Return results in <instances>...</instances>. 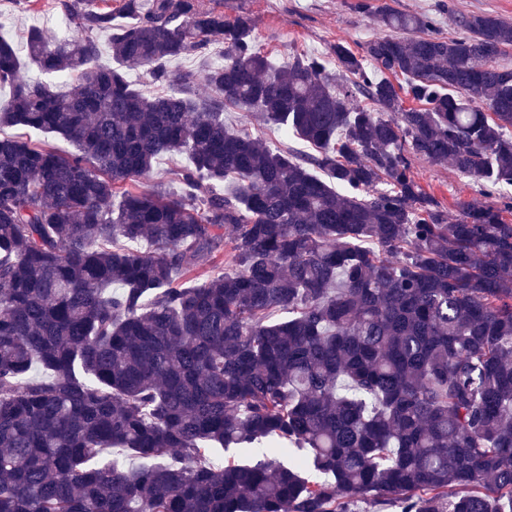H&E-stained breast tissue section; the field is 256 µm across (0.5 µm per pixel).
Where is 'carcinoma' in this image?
Segmentation results:
<instances>
[{
  "label": "carcinoma",
  "instance_id": "carcinoma-1",
  "mask_svg": "<svg viewBox=\"0 0 512 512\" xmlns=\"http://www.w3.org/2000/svg\"><path fill=\"white\" fill-rule=\"evenodd\" d=\"M59 8L66 37H0V129L75 146L0 138V512H512V23L461 13L446 38L386 9L364 54L332 48L339 83L199 0H123L109 66L112 0ZM214 44L202 98L169 63ZM176 154L180 192L128 183ZM413 157L504 203L448 220ZM245 115V112H240L236 108H228L224 112V122L242 134L245 133L251 137L261 138L294 153L315 152L306 142L290 135H288V139H285L279 129L259 121L248 120Z\"/></svg>",
  "mask_w": 512,
  "mask_h": 512
}]
</instances>
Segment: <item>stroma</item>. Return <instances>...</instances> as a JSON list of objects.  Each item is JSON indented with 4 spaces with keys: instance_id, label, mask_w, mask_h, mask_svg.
<instances>
[{
    "instance_id": "obj_1",
    "label": "stroma",
    "mask_w": 512,
    "mask_h": 512,
    "mask_svg": "<svg viewBox=\"0 0 512 512\" xmlns=\"http://www.w3.org/2000/svg\"><path fill=\"white\" fill-rule=\"evenodd\" d=\"M57 0H0V36L23 47L30 28L38 27L48 38L60 37L64 28ZM207 8L231 16L247 17L257 46L273 60L281 62L294 55L331 60L332 48L344 44L362 53L367 41L382 32L376 10L391 6L402 11L425 13L435 22L437 34L455 32L460 13L487 12L512 21V0H200ZM225 123L252 137L263 139L291 152H310L311 147L296 137H283L281 131L262 122L247 119L230 108ZM412 170L422 189L432 195L448 213H455L458 202H483L481 182L457 172L449 165H434L416 159Z\"/></svg>"
}]
</instances>
